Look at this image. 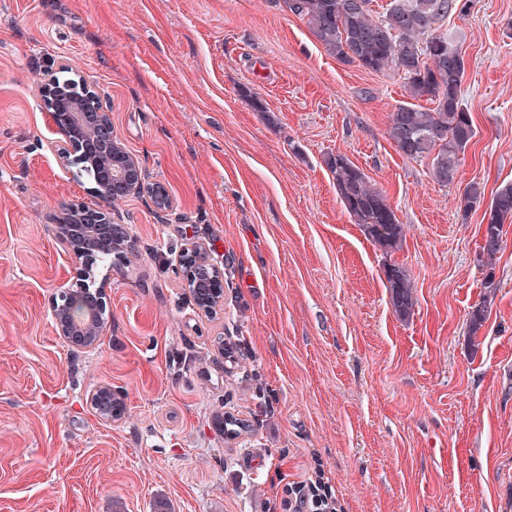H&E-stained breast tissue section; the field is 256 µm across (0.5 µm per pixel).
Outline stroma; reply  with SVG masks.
Returning <instances> with one entry per match:
<instances>
[{
	"mask_svg": "<svg viewBox=\"0 0 512 512\" xmlns=\"http://www.w3.org/2000/svg\"><path fill=\"white\" fill-rule=\"evenodd\" d=\"M436 31L464 55L476 130L448 186L388 135L402 77L329 56L278 0H0V512H297L316 466L341 512H512V224L484 263V210L457 208L470 182L512 183V0H467ZM64 65L172 199L113 207L132 244L93 266L92 349L50 315L80 273L63 207L98 203L47 147ZM336 153L386 196L399 251L345 211ZM194 245L224 274L209 313L177 264ZM104 385L120 421L90 403ZM385 274L394 311L399 316H409L414 306L409 274L395 262L386 265Z\"/></svg>",
	"mask_w": 512,
	"mask_h": 512,
	"instance_id": "stroma-1",
	"label": "stroma"
}]
</instances>
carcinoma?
Masks as SVG:
<instances>
[{
  "instance_id": "obj_1",
  "label": "carcinoma",
  "mask_w": 512,
  "mask_h": 512,
  "mask_svg": "<svg viewBox=\"0 0 512 512\" xmlns=\"http://www.w3.org/2000/svg\"><path fill=\"white\" fill-rule=\"evenodd\" d=\"M283 8L305 21L325 52L345 64L369 72L401 74L413 99L431 107L401 104L390 115L388 134L400 153L410 159L431 158L432 178L455 181L459 156L475 136L470 112L460 93L465 76L464 56L451 57L448 37L433 26L459 9L458 0H390L380 15L362 9L357 0H282ZM336 192L364 236L392 255L403 240V227L383 192L346 155L325 157ZM484 190L469 183L458 199L468 213L480 205ZM512 224V184L500 187L484 213L482 253L491 258L501 249L504 224ZM394 311L406 317L414 306L409 274L393 262L385 267Z\"/></svg>"
}]
</instances>
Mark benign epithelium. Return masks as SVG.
Instances as JSON below:
<instances>
[{"label":"benign epithelium","mask_w":512,"mask_h":512,"mask_svg":"<svg viewBox=\"0 0 512 512\" xmlns=\"http://www.w3.org/2000/svg\"><path fill=\"white\" fill-rule=\"evenodd\" d=\"M81 88L83 95L78 96L71 88L50 79L44 85V105L56 135L49 141V146L62 164L71 165L80 156L94 164L107 162V179L95 188L99 206L68 205L66 221L57 232L61 244L83 266L80 277L85 278L90 274L94 252L129 240L126 227L112 223L107 211L113 191L117 190L124 196L146 193L160 209L170 206V198L162 184L143 181L139 161L115 136L111 112L101 96L84 83ZM193 251L198 260L195 266L188 267L185 277L186 281H193L199 287L200 303L208 312L212 310L211 304L221 301V298L216 296V291L206 289L204 285L220 268L206 249L197 245ZM105 312L103 291L93 293L84 283H78L74 288L62 286L52 298L51 316L56 333L78 347L97 345L105 325ZM90 403L102 419L119 420L121 406L112 387L106 385L94 391Z\"/></svg>","instance_id":"1"}]
</instances>
